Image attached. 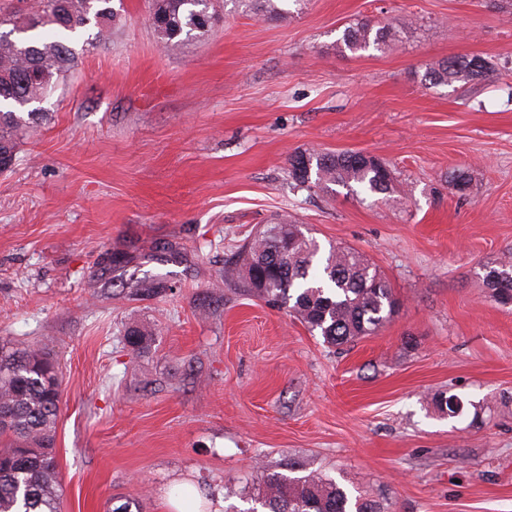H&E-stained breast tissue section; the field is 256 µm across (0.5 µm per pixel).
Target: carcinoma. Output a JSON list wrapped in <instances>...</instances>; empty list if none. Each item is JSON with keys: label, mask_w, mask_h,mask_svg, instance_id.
Wrapping results in <instances>:
<instances>
[{"label": "carcinoma", "mask_w": 512, "mask_h": 512, "mask_svg": "<svg viewBox=\"0 0 512 512\" xmlns=\"http://www.w3.org/2000/svg\"><path fill=\"white\" fill-rule=\"evenodd\" d=\"M248 2L255 14L277 19L279 0ZM218 0H149V21L158 42L175 49L183 41L208 36ZM119 13L112 0H34L25 16L0 14V164L16 160L20 139L37 131L43 114L24 103L40 101L74 64V39L90 46L112 35ZM399 39V32L365 20L344 29L336 46L357 53L380 49ZM492 63L479 56L448 58L427 69L431 87L467 85L489 79ZM294 185L327 191L333 185L354 186L372 195L392 187V171L382 159L359 163L352 151L304 150L289 158ZM224 279L271 304L286 308L330 347L351 346L376 335L398 311L388 281L355 249L320 245L295 221L280 218L237 246L224 263ZM485 285L496 301L512 306V260L487 272ZM151 334L131 327L124 334L130 351L140 353ZM62 379L58 368L39 348L0 343V512H60V483L55 434L61 412ZM431 404L439 415L458 417L465 405L457 395L435 393ZM255 502L265 512H383L375 499L325 473L287 476L260 465Z\"/></svg>", "instance_id": "cac0c4a2"}]
</instances>
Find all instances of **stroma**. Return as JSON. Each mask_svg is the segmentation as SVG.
<instances>
[{
  "mask_svg": "<svg viewBox=\"0 0 512 512\" xmlns=\"http://www.w3.org/2000/svg\"><path fill=\"white\" fill-rule=\"evenodd\" d=\"M282 7L267 21L227 5L211 35L164 51L147 0H122L0 174V337L61 363L62 512H173L187 495L244 512L259 459L345 477L383 512H512V307L484 283L512 253V9ZM365 17L398 41L337 52ZM466 55L493 77L422 83ZM305 149L376 155L394 188H295L288 160ZM279 216L383 273L401 307L377 335L329 347L221 280L226 255ZM129 326L149 330L148 350L126 347ZM437 391L465 414L435 413Z\"/></svg>",
  "mask_w": 512,
  "mask_h": 512,
  "instance_id": "obj_1",
  "label": "stroma"
}]
</instances>
